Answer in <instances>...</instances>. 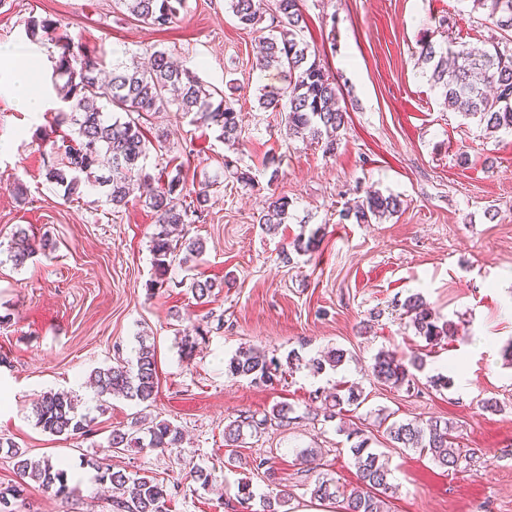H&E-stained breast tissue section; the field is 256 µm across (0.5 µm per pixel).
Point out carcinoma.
<instances>
[{"label": "carcinoma", "mask_w": 512, "mask_h": 512, "mask_svg": "<svg viewBox=\"0 0 512 512\" xmlns=\"http://www.w3.org/2000/svg\"><path fill=\"white\" fill-rule=\"evenodd\" d=\"M120 9L136 20L162 29L179 16L183 0H115ZM472 9L488 8L496 27L507 35L503 41H493L490 47L474 51L463 43L457 45L438 42L426 34L419 41L418 63L429 72L432 85L439 89L443 104L466 118H474L490 133L500 130L512 132V0H471ZM232 15L240 26L255 29L263 21V0H227ZM305 19L299 0H274L270 14L269 34L259 40L256 68L274 69L284 80L281 87L272 86L258 97L259 109L284 114V127L290 137L321 141L325 150L336 146L338 132L345 125L347 110L340 103L341 87L331 75L315 48L303 38ZM25 36L31 41L47 39L59 49L56 76L53 81L57 99L62 103L56 115V124L72 126L69 134L45 139L47 156L46 181L61 186L67 195L79 190L82 182H94L105 188L106 202L112 209H120L130 197L148 187L146 205L153 210L157 232L152 237V252L158 283H164L169 267L194 261L203 252L199 238H173L168 227L207 221L209 193L195 189L188 180L184 165L175 167L148 186L151 176L144 173L143 160L150 150V141L144 133L142 119L160 112L193 113L196 121L215 128L222 142L240 144L242 119L231 100L216 89L205 85L199 77L174 63L163 50H155L149 63L142 67L128 64L119 52L112 51V68L105 70L96 54L82 47H74L71 37L56 33L48 19L30 16L25 22ZM240 159L224 158V168L246 185L254 184L250 171L239 168ZM191 203L183 204V199ZM401 200L379 192L367 194L361 203L346 209L342 217L358 224H374L396 214ZM265 231L275 230L288 221V198L276 197L266 204L257 216ZM318 233L308 238L297 237L293 247L298 252L312 254L319 248ZM36 253L35 240L25 230L16 233L10 258L14 266L23 267ZM214 283L208 279L192 278L190 289L200 303L208 302ZM403 307L409 314L415 334L432 344L448 336V323L440 324L421 297H408ZM344 352L337 350L325 359H312V369L320 373L325 367L341 365ZM417 355L407 360L389 351L378 352L371 364L373 377L394 387L411 386L412 370L422 367ZM280 363L274 357L254 348H242L232 356L225 372L232 377L249 378L253 382L268 383L278 376ZM91 382L100 398L121 395L139 404L150 403L158 391L155 347L139 342L134 358L125 363L110 365L93 372ZM331 404L325 418L336 417L335 409L342 405L360 406L361 393L352 390L342 395H329ZM292 409L276 406L271 413L257 419L252 415L238 416L224 427V445L240 448L246 436L258 433L263 426L273 423L278 427L290 425ZM36 425L56 436L88 435L91 425L76 412L74 400L63 393L49 392L35 404ZM149 437L150 448H175L181 444V430L169 422L147 424L135 421L129 429L112 430L107 448H128L140 443L137 434ZM388 439L398 448H415L431 455L440 467L456 469L461 458L460 449L453 446L448 422L439 419L422 425L417 421H394L386 427ZM348 436L357 441L349 448L357 470L360 489L342 500L343 512H389V498L393 497L391 470L381 455L370 448L369 438L356 429ZM0 448L16 459L15 465L22 478L39 483L47 492L67 497L75 492L67 483L62 464L49 459L32 460L26 452L9 440L0 439ZM96 470L97 479L122 491L112 500L114 512H166L167 490L146 477H130L112 471L107 458L88 460ZM21 486L0 489V512H15L21 496ZM312 495L321 502L336 503L339 487L325 476L318 479ZM291 501L287 490H280L274 498L260 500L259 512H288Z\"/></svg>", "instance_id": "obj_1"}]
</instances>
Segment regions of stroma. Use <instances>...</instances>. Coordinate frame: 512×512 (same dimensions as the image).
<instances>
[{"mask_svg":"<svg viewBox=\"0 0 512 512\" xmlns=\"http://www.w3.org/2000/svg\"><path fill=\"white\" fill-rule=\"evenodd\" d=\"M304 37L341 86L348 121L333 153L323 144L288 138L281 117L258 109L276 70L256 69L255 32L241 29L225 0H186L175 23L158 30L118 12L113 0H9L0 8V43L57 56L48 42L26 38L29 16L53 20L91 50L139 56L167 51L205 84L223 90L241 111L243 142L228 149L214 129L191 116L150 117L153 147L144 162L159 176L183 159L196 184L240 159L256 180L225 177L211 186L210 214L185 235L205 250L191 269L173 267L163 287L155 278L151 237L156 216L144 200L112 212L95 188L65 196L45 179L42 132L55 125L50 77L41 80L48 105L33 114L0 95V437L34 459L63 460L76 492L57 497L28 482L17 512H112L110 491L83 480L82 456H108L113 470L171 487L169 512H243L237 485L255 495L291 492L292 512L326 510L311 496L319 477L343 493L357 487L345 430L369 437L391 471L390 512H512V133L485 132L477 120L445 108L417 63V42L447 18L450 40L475 47L500 37L488 10L470 0H301ZM280 157L277 180L262 161ZM27 188L26 198L12 192ZM379 191L400 197L399 213L379 224L345 221L348 202ZM288 197L289 218L273 233L256 218L271 196ZM50 238L55 251L13 265L9 245L18 228ZM320 232L313 256L293 252L301 234ZM215 282L208 304H197L183 281ZM421 295L439 322L451 325L436 344L416 336L403 309ZM154 344L159 388L151 405L122 396L102 400L90 388L95 368L133 357L140 340ZM192 355H184L187 342ZM242 347L277 358L274 382L233 378L225 363ZM340 349L335 369L313 373L305 362ZM420 355L411 388L377 381L370 366L382 350ZM299 364H289L288 355ZM447 376L448 388L431 379ZM358 387L364 404L324 419L322 394ZM65 392L91 421L92 435L42 431L34 404ZM497 410L485 409V401ZM288 404L289 426H269L231 451L224 428L241 415L263 417ZM181 429L177 448L131 447L105 452L112 430L135 419ZM449 422L462 458L457 470L429 455L397 448L384 418ZM314 450V462L300 453ZM242 462L229 465L230 453ZM268 468L254 470L253 458ZM209 485L190 479L193 468Z\"/></svg>","mask_w":512,"mask_h":512,"instance_id":"obj_1","label":"stroma"}]
</instances>
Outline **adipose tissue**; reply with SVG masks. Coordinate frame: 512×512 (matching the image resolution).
<instances>
[{
    "label": "adipose tissue",
    "mask_w": 512,
    "mask_h": 512,
    "mask_svg": "<svg viewBox=\"0 0 512 512\" xmlns=\"http://www.w3.org/2000/svg\"><path fill=\"white\" fill-rule=\"evenodd\" d=\"M43 71L39 57L28 58L21 64L9 48L0 46V93L8 96L19 110L43 111V98L37 92Z\"/></svg>",
    "instance_id": "obj_1"
}]
</instances>
